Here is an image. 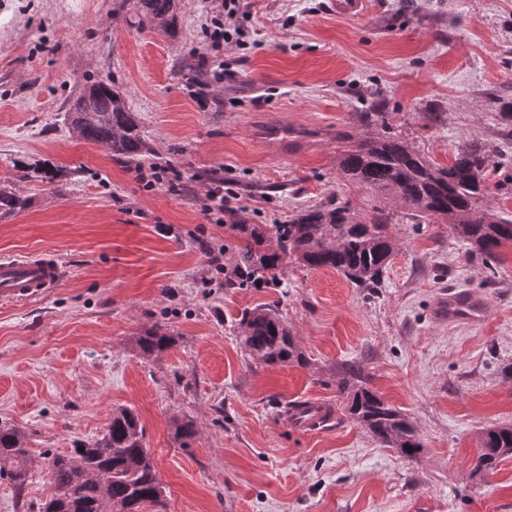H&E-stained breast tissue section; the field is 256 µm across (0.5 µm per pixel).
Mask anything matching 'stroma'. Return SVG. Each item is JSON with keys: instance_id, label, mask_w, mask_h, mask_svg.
<instances>
[{"instance_id": "obj_1", "label": "stroma", "mask_w": 512, "mask_h": 512, "mask_svg": "<svg viewBox=\"0 0 512 512\" xmlns=\"http://www.w3.org/2000/svg\"><path fill=\"white\" fill-rule=\"evenodd\" d=\"M120 0H0V185L25 197L0 217V255L50 252L66 277L42 297L0 301V426L32 451L23 489L0 480V512H39L52 486L42 451L104 434L136 410L167 512H512V457L474 474L479 437L512 424V246L493 263L445 224L396 209V249L376 288L289 263L276 286L228 288L211 254L224 227L202 212L210 173L250 223L336 201L368 214L382 198L339 174L336 158L386 113L392 133L448 165L472 138L497 154L486 203L512 213V0H367L360 18L329 0H242L238 47L213 48L224 0H178V33L130 26ZM202 62L211 93L186 89ZM111 78L144 137L181 173L146 191L131 166L64 121L86 80ZM466 288L478 324L435 320L436 297ZM276 308L308 367L244 352L245 310ZM166 326L175 344L140 356L134 336ZM416 426L417 458L381 445L345 409L349 365ZM328 407L300 432L290 406ZM198 434L177 438L174 419ZM180 71L187 76V85L192 88L191 92L197 96L205 97L209 90V83L200 72L199 67L190 60H183L180 63Z\"/></svg>"}]
</instances>
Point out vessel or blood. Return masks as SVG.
<instances>
[{
    "label": "vessel or blood",
    "instance_id": "obj_1",
    "mask_svg": "<svg viewBox=\"0 0 512 512\" xmlns=\"http://www.w3.org/2000/svg\"><path fill=\"white\" fill-rule=\"evenodd\" d=\"M63 277V263L53 254L1 255L0 299H35L57 287ZM483 314L481 300L472 292L452 288L438 297L435 315L438 319L460 324L478 321ZM293 421L303 430L321 425L327 414L319 406L304 405L294 409Z\"/></svg>",
    "mask_w": 512,
    "mask_h": 512
}]
</instances>
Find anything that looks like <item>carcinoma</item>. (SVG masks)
Returning <instances> with one entry per match:
<instances>
[{
	"label": "carcinoma",
	"mask_w": 512,
	"mask_h": 512,
	"mask_svg": "<svg viewBox=\"0 0 512 512\" xmlns=\"http://www.w3.org/2000/svg\"><path fill=\"white\" fill-rule=\"evenodd\" d=\"M134 2L135 25L174 29L177 0H124ZM192 93L204 97L209 83L190 60L180 63ZM372 133L347 146L337 159L340 174L350 181L384 192L418 221L450 225L486 260L499 247L512 243V217L481 205L486 175L495 155L493 143L472 139L458 148L448 166L435 164L406 141L388 132L387 113L364 115ZM78 138L111 150L114 157L137 166L153 154L110 80H88L65 114ZM25 207L15 191L0 187V213ZM390 214L378 208L360 215L336 203L311 205L275 224H250L242 210L224 211V287L248 288L274 284L288 262L312 269H333L365 288H376L396 242L388 234ZM240 343L252 359L264 365L309 364L288 324L272 308L257 306L242 314ZM175 342L155 325L134 337L145 357H158ZM347 393V412L378 441L397 448L407 457L417 456L422 444L414 425L399 410L363 385ZM15 428L0 427V478L20 489L29 479L31 452ZM43 455L49 462L52 495L43 512H160L164 488L158 480L152 455L144 441L140 420L128 407L112 411L101 438L80 442L69 454ZM512 455V426L488 428L480 437V454L474 472H489Z\"/></svg>",
	"instance_id": "obj_1"
}]
</instances>
